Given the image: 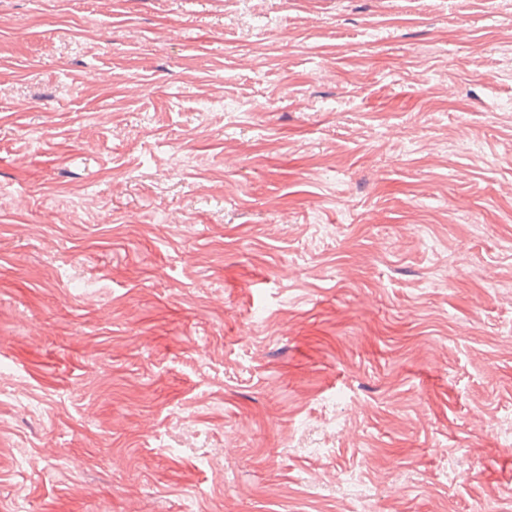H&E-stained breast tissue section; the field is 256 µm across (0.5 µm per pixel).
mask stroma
Wrapping results in <instances>:
<instances>
[{
  "label": "stroma",
  "instance_id": "35a3bbf8",
  "mask_svg": "<svg viewBox=\"0 0 512 512\" xmlns=\"http://www.w3.org/2000/svg\"><path fill=\"white\" fill-rule=\"evenodd\" d=\"M376 484L512 512V0H0V512Z\"/></svg>",
  "mask_w": 512,
  "mask_h": 512
}]
</instances>
